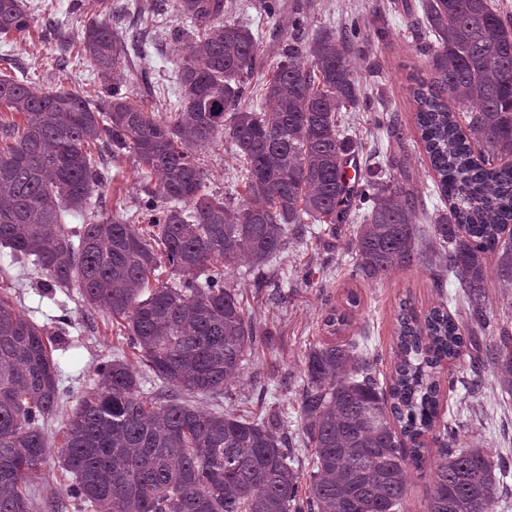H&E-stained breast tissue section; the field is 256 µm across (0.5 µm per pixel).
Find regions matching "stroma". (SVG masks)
Listing matches in <instances>:
<instances>
[{"instance_id":"stroma-1","label":"stroma","mask_w":512,"mask_h":512,"mask_svg":"<svg viewBox=\"0 0 512 512\" xmlns=\"http://www.w3.org/2000/svg\"><path fill=\"white\" fill-rule=\"evenodd\" d=\"M132 14L145 16L152 34L142 47L145 63L155 85L156 110L168 117V103L176 99L174 81L177 66L186 52L181 32L190 30V19L177 13L175 0L156 11V0H125ZM422 0H283L274 16L261 12V0H232L225 18L233 23L261 27L265 33L259 46L262 68L279 60L281 38L287 32L295 10H302L308 32L327 29L340 31L345 22L362 19L364 37L356 52L358 85L368 107L345 109L342 125L358 145L362 168L383 165L395 157L398 166L391 177H403L420 203L418 225L424 241H432L436 214L446 211L448 202L433 195L436 174L415 124L416 103L412 88L417 80L428 78L431 66L420 55L412 24L422 14ZM34 23L30 32L0 40V74L27 80L42 89H72L77 85H97L101 79L86 64L60 63L59 40L47 27L48 21L61 22L69 37H76L83 17L74 0H27ZM233 146L220 136L199 153L208 180L207 191L231 194L237 188L232 157ZM115 174L103 194L108 205L136 208L144 195L141 178L134 176L127 157L108 159ZM363 211H353L346 223L323 226L319 236L289 234L286 250L271 264L255 269L242 263L224 274L235 288L259 336L244 362L241 376L221 398L187 395L188 403L207 410L226 411L257 417L268 411L283 414L288 433L300 438L298 397L303 385L302 362L308 348L330 340L324 324L332 313L346 314L348 324L339 338L344 342L368 345L374 353L379 382H389L397 361L396 319L401 304L417 314L445 302L456 320L466 318L463 302H450L458 291L454 276L434 284L433 276L420 264L393 271L381 280L352 276L353 228L362 223ZM7 269L0 288L11 295L18 308L57 337L55 356L65 372L63 397L58 415L49 421L47 435L51 448H59L60 431L67 415L80 398L97 383L95 369L105 357L130 358L131 351L118 327L105 313L85 308L77 286L69 289L46 287V278L29 262L14 261L9 249L0 247V269ZM359 296L357 307H349L348 292ZM478 393L457 386L442 392L445 418L461 427L457 445L484 448L498 462L512 467V396L500 386L491 365L480 371Z\"/></svg>"}]
</instances>
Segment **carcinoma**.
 Returning a JSON list of instances; mask_svg holds the SVG:
<instances>
[{"mask_svg": "<svg viewBox=\"0 0 512 512\" xmlns=\"http://www.w3.org/2000/svg\"><path fill=\"white\" fill-rule=\"evenodd\" d=\"M195 41L178 65L175 118L162 121L115 86L43 90L0 76V246L32 263L55 286L78 282L90 310L124 328L134 360L106 358L97 388L63 427L58 467L69 475L59 512H401L411 468L425 463L426 433L442 431L430 466L426 512H487L509 471L485 448H457L458 425L440 419L434 370L457 360L476 332L512 396V330L485 295L486 258L512 286V22L492 0H427L414 24L433 73L413 90L416 124L448 212L433 224L440 249L421 244L415 196L378 168L349 186L356 152L341 128L360 104L354 72L360 24L341 34L306 35L294 14L276 68L262 77L264 106L251 99L263 31L222 22L224 0H178ZM109 0H90L75 60L102 79L140 55L119 35ZM26 0H0V38L29 31ZM466 106V125L452 105ZM20 121H15L14 117ZM220 135L235 146V197L205 191L197 151ZM485 153L476 156L472 141ZM157 178L137 211L107 212L98 200L72 235L66 213L102 194L103 151ZM366 207L356 229L352 273L382 279L419 262L441 279L451 271L467 322L434 309L424 319L402 304L399 361L388 389L374 362L346 342L306 353L299 421L313 449L304 477L280 418L205 411L184 392L221 396L256 341L257 330L224 271L241 260L261 268L288 245L290 228L343 222ZM170 268L160 280L156 271ZM157 380L163 397L145 396ZM65 394L46 329L0 295V512H37L33 480L48 463L45 427Z\"/></svg>", "mask_w": 512, "mask_h": 512, "instance_id": "carcinoma-1", "label": "carcinoma"}]
</instances>
